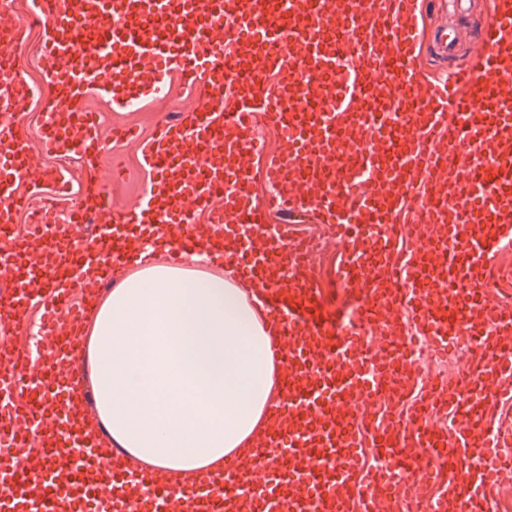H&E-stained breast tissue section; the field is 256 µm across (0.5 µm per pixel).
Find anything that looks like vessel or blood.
I'll return each instance as SVG.
<instances>
[{
  "label": "vessel or blood",
  "mask_w": 512,
  "mask_h": 512,
  "mask_svg": "<svg viewBox=\"0 0 512 512\" xmlns=\"http://www.w3.org/2000/svg\"><path fill=\"white\" fill-rule=\"evenodd\" d=\"M45 32L36 134L45 151L80 157L87 189L56 223L34 212L28 233L14 215L30 208L28 132L0 125V331L21 328L31 303L57 343L43 370L0 345V512H378L399 488L428 512H499L512 477V304L499 296L512 270L496 266L512 244V0H497L469 62L437 82L416 66L417 0H32L28 20L0 7V87L16 111L32 97L14 52L29 23ZM85 31L74 59L72 30ZM202 86L205 103L161 123L141 151L153 172L132 219L112 215L100 181L94 92L113 108L158 96L170 72ZM328 95L327 104L308 99ZM266 118L283 152L266 175L278 192L257 200L249 158ZM493 175L478 179L469 148ZM282 223L266 222L268 211ZM205 226H198V216ZM313 216L341 252L338 276L357 298L348 322L328 318L306 237ZM90 231L79 239L71 225ZM170 236L173 264L199 242L214 263L234 261L261 282L263 312L287 370L280 422L241 461L189 485L133 471L107 449L69 400L84 378L86 308L71 288L101 295L99 273L131 263L137 239ZM378 339L363 348L362 338ZM464 346L453 377L434 380L403 417L377 423L414 385L420 347ZM447 408L454 432L427 425ZM380 467L363 469L364 449ZM441 461L446 484L428 489Z\"/></svg>",
  "instance_id": "1"
}]
</instances>
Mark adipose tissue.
Listing matches in <instances>:
<instances>
[{"mask_svg": "<svg viewBox=\"0 0 512 512\" xmlns=\"http://www.w3.org/2000/svg\"><path fill=\"white\" fill-rule=\"evenodd\" d=\"M171 242L143 241L137 268L93 303L87 344L94 426L146 469L181 484L223 467L270 419L280 385L257 284L159 263Z\"/></svg>", "mask_w": 512, "mask_h": 512, "instance_id": "adipose-tissue-1", "label": "adipose tissue"}]
</instances>
